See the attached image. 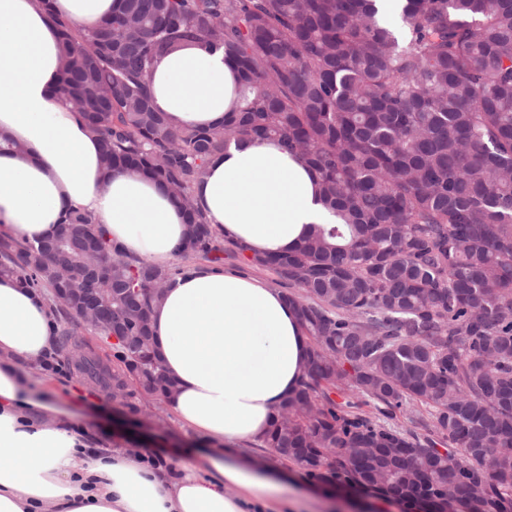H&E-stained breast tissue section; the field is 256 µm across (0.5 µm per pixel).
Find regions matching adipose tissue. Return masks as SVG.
Wrapping results in <instances>:
<instances>
[{
  "instance_id": "ef3b65f1",
  "label": "adipose tissue",
  "mask_w": 512,
  "mask_h": 512,
  "mask_svg": "<svg viewBox=\"0 0 512 512\" xmlns=\"http://www.w3.org/2000/svg\"><path fill=\"white\" fill-rule=\"evenodd\" d=\"M120 0H0V233L53 236L61 216L92 214L111 244L171 269L185 240L182 210L159 183L135 173L105 176L98 139L56 94L62 73L58 21L91 26ZM237 70L195 47L167 55L152 76L154 106L174 126H223L234 109ZM216 232L252 254H284L329 223L315 176L273 141L231 144L193 188ZM161 364L176 383L166 405L208 442L177 473L142 451L93 448L60 386L42 373L54 343L52 308L19 278H0V512H291L269 455L263 469L240 458L263 442L276 407L298 387L310 340L282 291L201 266L174 272L151 312ZM40 371L32 399L31 371Z\"/></svg>"
}]
</instances>
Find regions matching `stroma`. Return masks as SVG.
<instances>
[{"label":"stroma","instance_id":"1","mask_svg":"<svg viewBox=\"0 0 512 512\" xmlns=\"http://www.w3.org/2000/svg\"><path fill=\"white\" fill-rule=\"evenodd\" d=\"M72 350L58 355L64 361L56 376L63 384L59 405L71 410L76 418L96 438L98 445L141 448L146 453L164 455L170 470H177L196 447L192 432L180 424L165 402L145 400L138 413L128 409L112 397L111 387L96 383L70 368ZM289 497H300L311 512H323L328 502H335V512H370L369 506L378 502L380 494L371 489L333 486L309 480L297 464H289L284 481Z\"/></svg>","mask_w":512,"mask_h":512}]
</instances>
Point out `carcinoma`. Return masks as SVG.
Returning <instances> with one entry per match:
<instances>
[{"instance_id": "cac0c4a2", "label": "carcinoma", "mask_w": 512, "mask_h": 512, "mask_svg": "<svg viewBox=\"0 0 512 512\" xmlns=\"http://www.w3.org/2000/svg\"><path fill=\"white\" fill-rule=\"evenodd\" d=\"M122 0L88 27L57 22L59 92L103 144L182 207L180 256L212 267L217 236L193 187L232 142L274 140L315 173L333 222L296 249L247 257L283 287L311 339L264 440L319 482L512 512V0ZM239 72L224 126L174 127L150 100L161 58L198 45ZM95 302L102 336H149L173 274L127 256L73 208L51 239L0 235V276ZM112 394L162 395L152 344L114 343ZM349 397L339 403L331 390ZM375 409L352 410L351 398ZM410 428L389 423L414 404Z\"/></svg>"}]
</instances>
